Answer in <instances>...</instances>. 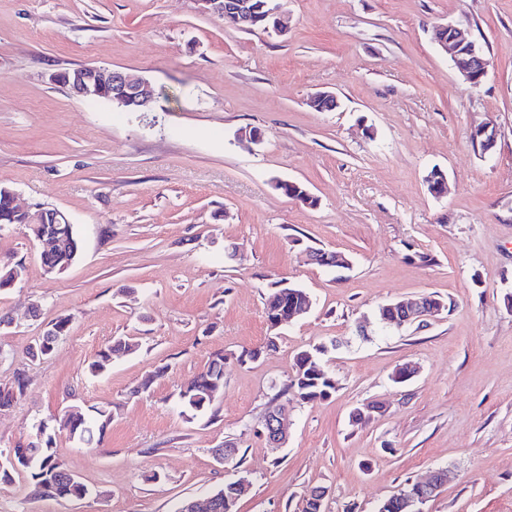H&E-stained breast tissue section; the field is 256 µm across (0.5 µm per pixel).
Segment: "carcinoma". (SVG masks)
I'll return each mask as SVG.
<instances>
[{"mask_svg":"<svg viewBox=\"0 0 512 512\" xmlns=\"http://www.w3.org/2000/svg\"><path fill=\"white\" fill-rule=\"evenodd\" d=\"M22 263L10 257H0V289L10 285L15 279L23 276ZM295 302L299 306L310 303V294L303 288H296L286 296L273 290L265 301V309H275L284 302ZM69 319L60 318L51 323L45 330L41 340L28 348V354L33 358H44L52 354L56 342L67 330ZM129 347L125 341L117 339L111 345L101 350L99 360L90 365V372L95 374L102 368V361L114 352L126 350ZM318 349L304 350L296 357L295 371L289 383L278 391L275 399H293L315 401L329 397L338 388L337 380L324 370L318 371L308 363L309 357H314ZM26 388L23 375L16 376L9 385L0 386V407H10L20 398ZM224 392V357L220 356L210 362L206 370L187 383L180 391L183 405L194 412L208 409L215 398ZM111 420V411L105 406H97L86 412L80 406H72L59 418V427L66 430L77 442L90 448L101 444L99 434ZM31 448V462L24 465L25 472L32 487L31 495L35 498L73 499L75 495L68 487L69 471L59 462L53 451V437L47 433V425L39 422L32 426V432L27 443ZM223 495L217 501V512H237L238 500L234 497L231 482L224 483Z\"/></svg>","mask_w":512,"mask_h":512,"instance_id":"cac0c4a2","label":"carcinoma"}]
</instances>
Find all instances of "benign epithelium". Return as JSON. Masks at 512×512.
<instances>
[{
    "instance_id": "obj_1",
    "label": "benign epithelium",
    "mask_w": 512,
    "mask_h": 512,
    "mask_svg": "<svg viewBox=\"0 0 512 512\" xmlns=\"http://www.w3.org/2000/svg\"><path fill=\"white\" fill-rule=\"evenodd\" d=\"M202 9L212 15L224 13L238 28L255 30L262 19H273V27H264L285 31L278 17L275 0H261L253 5L249 0H199ZM436 30L447 32L448 38L435 39L438 46L449 53L453 65L464 82L476 87L482 83L488 73L490 61L476 43L453 25H438ZM54 80L68 86L76 95L93 100L105 97L118 105L144 109L154 97L151 84L141 78L133 77L123 71L97 66H85L54 75ZM497 130L493 123L487 122L473 132V139L481 145L483 151H490L496 141ZM28 226L38 225L41 230L36 239L45 245L42 254L54 252L62 246L59 225L67 223L65 216L58 210L41 208L34 213L25 212ZM395 315L394 323L399 327L411 324H426L442 315L447 305L439 300L425 304L414 298L407 301H395L388 305ZM261 434L273 448H282L288 441V413L279 407L268 413L261 422ZM443 472L435 470L423 480L410 483V489L400 495L402 512H422L421 505L435 497L442 487Z\"/></svg>"
}]
</instances>
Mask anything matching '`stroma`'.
<instances>
[{
    "instance_id": "stroma-1",
    "label": "stroma",
    "mask_w": 512,
    "mask_h": 512,
    "mask_svg": "<svg viewBox=\"0 0 512 512\" xmlns=\"http://www.w3.org/2000/svg\"><path fill=\"white\" fill-rule=\"evenodd\" d=\"M285 34L224 25L198 0H0V187L74 224L78 260L46 273L26 225L0 226V256L25 267L0 290V451L45 422L56 458L93 493L34 499L0 480V512H176L228 475L230 443L251 483L238 512H376L406 480L444 468L423 512H512V0H280ZM467 31L491 65L465 84L434 44ZM83 65L149 81L143 111L74 95L54 74ZM336 97L319 112L308 101ZM493 122L490 152L472 139ZM254 128L259 143L239 140ZM440 169L448 192L432 196ZM303 184L309 207L276 189ZM237 249L235 259L225 246ZM338 251L347 269L312 263ZM306 288L304 317L271 328L273 282ZM444 299L426 327L389 328L382 304ZM39 319H31L32 306ZM69 318L48 358L27 348ZM96 375L88 365L115 339ZM338 388L288 403V442L258 429L300 351ZM258 360L240 362L243 351ZM224 356V392L200 414L179 392ZM416 375H392L403 364ZM154 383L145 393L137 386ZM377 402L365 424L351 411ZM107 405L102 447L58 428L70 406Z\"/></svg>"
}]
</instances>
